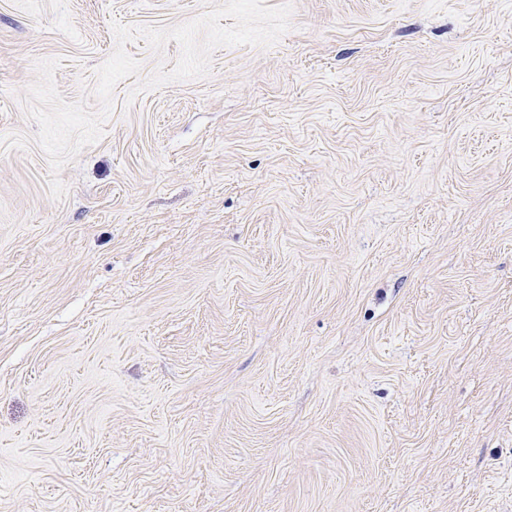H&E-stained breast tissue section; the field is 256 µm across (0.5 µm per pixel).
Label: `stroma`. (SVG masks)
<instances>
[{
  "label": "stroma",
  "instance_id": "obj_1",
  "mask_svg": "<svg viewBox=\"0 0 512 512\" xmlns=\"http://www.w3.org/2000/svg\"><path fill=\"white\" fill-rule=\"evenodd\" d=\"M126 97L61 172L112 20L0 0V512H512V0H293Z\"/></svg>",
  "mask_w": 512,
  "mask_h": 512
}]
</instances>
